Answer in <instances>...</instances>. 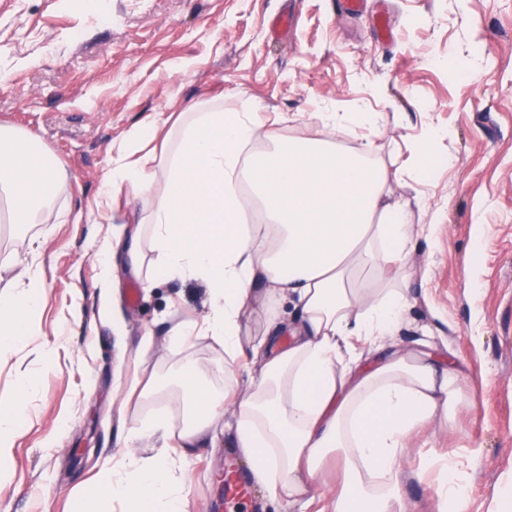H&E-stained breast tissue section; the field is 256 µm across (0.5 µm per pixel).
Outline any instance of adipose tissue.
Masks as SVG:
<instances>
[{"label":"adipose tissue","mask_w":512,"mask_h":512,"mask_svg":"<svg viewBox=\"0 0 512 512\" xmlns=\"http://www.w3.org/2000/svg\"><path fill=\"white\" fill-rule=\"evenodd\" d=\"M260 110L248 98L239 108L219 99L180 113L163 134L133 126L102 173L96 209L112 224L100 247L103 308L116 304L119 268L147 290L161 277L204 281L207 317L173 322L169 339L212 341L224 358L183 372L167 397L180 417L138 423L121 461L101 469L95 496L123 500L128 512H182L186 479L170 451L201 447L222 421L269 496L308 499L332 459L333 512H402L399 461L411 434L447 415L457 397L455 368L390 347L409 304L406 261L438 216L392 200L372 141L338 142L352 125L378 132L382 113L316 112L323 136L288 139L260 131ZM157 138L160 152L147 151ZM245 188L264 223H245ZM67 193V173L39 137L0 125V222L49 223ZM124 197L146 201L137 221L122 213ZM13 264L12 288L0 292V359L17 341L35 340L32 321L46 297L39 267L21 256ZM286 301L298 313L291 327L281 319ZM370 348L383 356L367 366ZM240 361L255 369L244 391ZM28 386L19 373V395L0 404V477ZM153 438L164 451L133 455Z\"/></svg>","instance_id":"obj_1"}]
</instances>
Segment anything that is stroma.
Instances as JSON below:
<instances>
[{
    "mask_svg": "<svg viewBox=\"0 0 512 512\" xmlns=\"http://www.w3.org/2000/svg\"><path fill=\"white\" fill-rule=\"evenodd\" d=\"M396 35L381 42L370 15L347 16L336 0H0V124L37 134L65 166L70 192L54 224H1L0 266L12 252L36 251L47 298L33 320L43 362L18 343L0 363V400L16 393V372L31 389L0 480V512H72L91 497L105 460L156 407L119 420L132 379L171 390L187 362L207 368L224 352L166 339L169 317L202 320V281L163 279L149 291L120 273L123 334L98 305V243L107 224L74 223L93 208L110 147L133 126L163 121L192 103L246 91L266 122L291 138L320 135L306 115L316 104L339 112L363 105L389 118L372 136L393 173L397 198L440 210L433 238L418 239L407 262L412 288L401 347L432 352L461 369L447 418L416 430L401 460L404 512H448L438 492L441 460L466 484L468 512H495L512 490V0H379ZM294 13L287 39L274 20ZM481 54L480 81L456 79L448 54ZM377 95H369L368 84ZM433 126L440 166L427 182L410 171L409 145ZM154 344L136 350L145 329ZM231 438L194 449L182 468L186 512H230L224 460Z\"/></svg>",
    "mask_w": 512,
    "mask_h": 512,
    "instance_id": "stroma-1",
    "label": "stroma"
}]
</instances>
